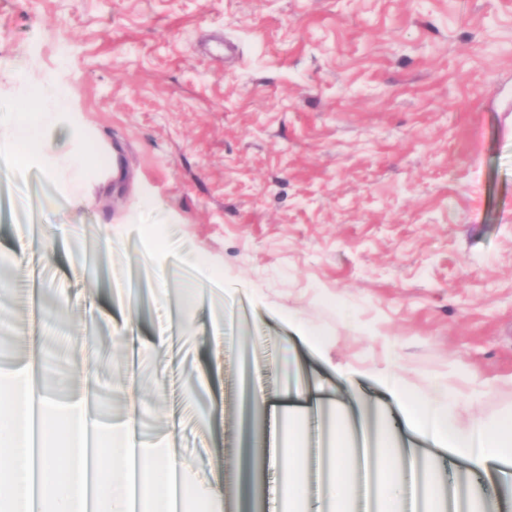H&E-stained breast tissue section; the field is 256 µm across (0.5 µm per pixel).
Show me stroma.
Returning a JSON list of instances; mask_svg holds the SVG:
<instances>
[{"label":"stroma","mask_w":512,"mask_h":512,"mask_svg":"<svg viewBox=\"0 0 512 512\" xmlns=\"http://www.w3.org/2000/svg\"><path fill=\"white\" fill-rule=\"evenodd\" d=\"M54 85L60 167L0 157V386L26 365L56 412L110 394L100 438L137 421L203 512H241L248 479L286 512L280 468L242 463L246 355L261 429L310 436L330 397L376 405L394 445L451 400L467 439L439 467L489 436L480 475L512 464V0H0V114ZM161 276L149 312L115 297Z\"/></svg>","instance_id":"35a3bbf8"}]
</instances>
